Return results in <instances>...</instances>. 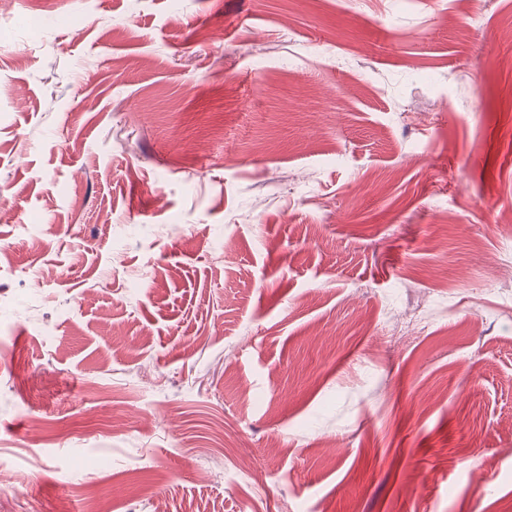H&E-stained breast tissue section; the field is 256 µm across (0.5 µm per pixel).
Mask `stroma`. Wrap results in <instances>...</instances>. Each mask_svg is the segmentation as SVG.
Masks as SVG:
<instances>
[{
  "label": "stroma",
  "instance_id": "35a3bbf8",
  "mask_svg": "<svg viewBox=\"0 0 512 512\" xmlns=\"http://www.w3.org/2000/svg\"><path fill=\"white\" fill-rule=\"evenodd\" d=\"M507 25L0 0V512H512Z\"/></svg>",
  "mask_w": 512,
  "mask_h": 512
}]
</instances>
